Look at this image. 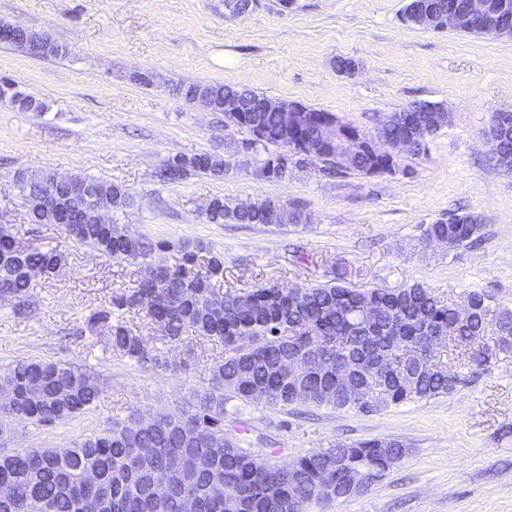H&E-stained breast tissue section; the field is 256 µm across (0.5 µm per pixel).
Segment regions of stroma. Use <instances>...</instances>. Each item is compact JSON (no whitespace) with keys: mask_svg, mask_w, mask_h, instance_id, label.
<instances>
[{"mask_svg":"<svg viewBox=\"0 0 512 512\" xmlns=\"http://www.w3.org/2000/svg\"><path fill=\"white\" fill-rule=\"evenodd\" d=\"M406 0H257L243 15L224 0H0V21L47 34L67 56L39 58L0 43V89L33 99V111L0 103V225L24 246L65 262L39 281L27 318L0 303V374L24 358L69 362L97 377L96 408L51 426L12 423L10 448L55 447L98 431L130 411L175 412L207 388L221 355L204 339L174 346L145 312L123 313L161 363L142 366L107 347L84 322L112 293L135 286L142 264L117 262L75 242L63 226L32 224L14 186L19 171L81 175L126 185L134 203L114 222L163 242L155 262L179 265L184 249L224 257L223 289L314 285L342 274L347 286L397 290L420 282L444 299L476 291L512 310V171L498 167L485 134L512 113V39L435 32L402 20ZM341 58L356 70L336 68ZM155 77L152 85L137 81ZM180 81L244 85L273 99L335 113L370 132L382 115L418 102L450 120L424 153L405 154L399 173L326 174L292 164L280 178L257 176L262 155L223 177L155 173L177 155L233 158L246 129L186 103ZM266 198L301 210L306 223L281 229L209 224L201 210ZM473 214L482 229L461 248L427 246L425 225L449 212ZM448 395L381 412L274 408L228 402L224 426L244 447L271 434L274 462L312 449L381 438L407 448L363 494L310 512H512V353L464 366Z\"/></svg>","mask_w":512,"mask_h":512,"instance_id":"obj_1","label":"stroma"}]
</instances>
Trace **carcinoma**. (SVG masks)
<instances>
[{
  "instance_id": "obj_1",
  "label": "carcinoma",
  "mask_w": 512,
  "mask_h": 512,
  "mask_svg": "<svg viewBox=\"0 0 512 512\" xmlns=\"http://www.w3.org/2000/svg\"><path fill=\"white\" fill-rule=\"evenodd\" d=\"M22 48L33 56L48 58L68 54V48L53 41L43 43L31 30L16 32L0 43ZM176 95L193 103L200 95L211 98L214 111L224 121L248 130L253 144L242 145L244 154L262 149L266 153L259 173L267 178L286 174L284 153L291 151L284 135L281 113L246 112L258 92L243 86L183 82ZM418 124L404 121L407 109L379 120L371 135L392 138L418 135L424 129L437 133L447 123L442 106L413 105ZM496 164L512 170V136L497 144ZM245 161L208 154L175 156L158 172L164 181H177L189 171L220 178ZM20 193L32 224H51L54 216L40 201L50 195L55 207L93 206L109 212L130 207L133 197L122 183L71 176L65 184L52 174L19 172ZM300 210L289 209L275 199L249 202L244 208H226L215 197L206 214L210 224H249L280 228L301 224ZM77 241L116 261H152L163 244L135 234L119 224H79ZM480 225L470 215H457L428 224L423 235L448 239L452 248L471 242ZM63 255L39 248L21 249L4 227L0 228V285L20 298L14 307L22 316L32 305L35 284L28 271L44 267L56 272ZM224 276L219 255L199 262V253L185 250L183 263L163 266L158 282L138 281L135 288L118 292L87 321L91 330L108 337L112 351L140 364H159L146 358V337L138 327L122 320V313L142 310L149 323L172 345L188 337L205 338L223 347L220 360L211 368L209 389L197 404L178 413H156L145 424L136 423L137 412L112 420L106 428L81 434L62 446L18 448L0 452V482L12 485L14 496L0 499V512H27L32 501L43 512H182L183 499L192 498L199 512H308L313 504L336 500L330 491L348 477L372 471L382 476L406 454L405 445L394 438L341 445L324 451H309L292 464L263 462L241 446L239 437L224 429L226 404L255 401L254 392L271 394L266 404L331 406L336 409L373 413L416 399H431L452 393L461 381L459 372L437 371L407 380L419 358L443 360L439 337L448 335L454 310L422 283L394 291L357 290L342 284L343 274L324 284L294 292L290 286H261L243 291L219 292L214 281ZM476 302L475 319L459 329L455 340L458 365L482 366L512 344L497 343V330L512 335V313L497 311L484 293H470ZM373 307L377 316L366 326L363 311ZM392 357L393 366L373 377L365 375L378 352ZM293 357L304 365L303 375L288 378L285 361ZM343 361L361 369L367 381L370 403L336 400V363ZM1 388H14L20 400L1 406L6 416L48 425L64 422L91 410L98 400L97 378L68 362L22 359L0 375ZM97 471L99 485L89 488L84 473ZM170 485L164 496H151L154 478ZM222 494L215 495V488Z\"/></svg>"
}]
</instances>
